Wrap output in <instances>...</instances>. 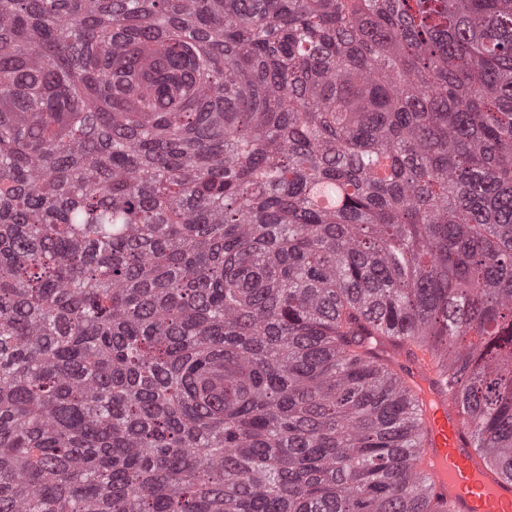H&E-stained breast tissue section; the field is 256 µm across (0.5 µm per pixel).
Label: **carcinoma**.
Returning a JSON list of instances; mask_svg holds the SVG:
<instances>
[{
  "mask_svg": "<svg viewBox=\"0 0 512 512\" xmlns=\"http://www.w3.org/2000/svg\"><path fill=\"white\" fill-rule=\"evenodd\" d=\"M409 362L512 473V0H0V512H447Z\"/></svg>",
  "mask_w": 512,
  "mask_h": 512,
  "instance_id": "1",
  "label": "carcinoma"
}]
</instances>
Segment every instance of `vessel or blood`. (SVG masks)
Here are the masks:
<instances>
[{
  "mask_svg": "<svg viewBox=\"0 0 512 512\" xmlns=\"http://www.w3.org/2000/svg\"><path fill=\"white\" fill-rule=\"evenodd\" d=\"M426 472L449 512H512V481L471 448L456 404L435 394L424 415Z\"/></svg>",
  "mask_w": 512,
  "mask_h": 512,
  "instance_id": "b4317fda",
  "label": "vessel or blood"
}]
</instances>
